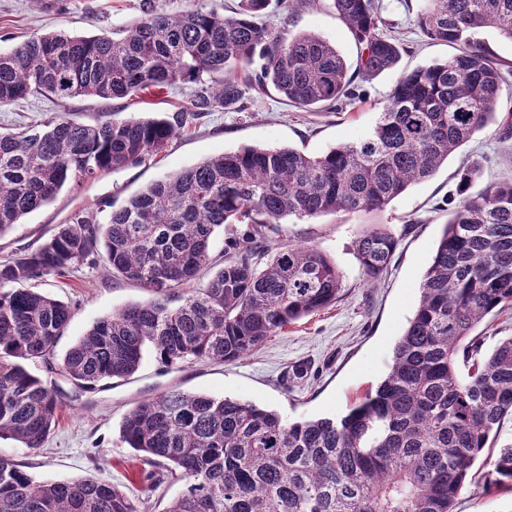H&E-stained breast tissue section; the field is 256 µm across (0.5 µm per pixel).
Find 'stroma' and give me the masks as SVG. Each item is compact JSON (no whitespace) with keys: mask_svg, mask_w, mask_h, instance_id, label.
<instances>
[{"mask_svg":"<svg viewBox=\"0 0 512 512\" xmlns=\"http://www.w3.org/2000/svg\"><path fill=\"white\" fill-rule=\"evenodd\" d=\"M238 0H0V52L32 36L57 31L93 36L131 26L146 13L188 9L228 11ZM382 14L404 46L398 64L370 81H357L359 96L338 112L292 106L274 88L247 90L245 108H221L177 129L166 148L141 163L109 171L79 185L64 187L46 206L25 215L0 235V261L32 252L46 243L58 225L75 214L107 223L112 210L150 184L243 146L290 147L320 156L344 143L365 138L375 126L388 96L406 72L445 60L453 47L428 40L414 12L400 0H381ZM263 21L279 35L313 32L333 44L349 66L358 47L325 0H269ZM196 86L186 82L163 92L133 99L78 97L59 101L40 95L0 107V128L36 126L50 114L67 113L80 123L105 119L169 117L190 109ZM489 156L483 182L512 180V141L498 142L493 128L477 133L430 178L412 184L380 214H327L312 220L293 217L266 228L269 248L284 243L313 246L325 253L343 275V289L332 306L304 317L270 337L246 358L233 363L187 361L162 364L145 351L130 377L104 380L82 390L51 373L44 363L29 364L33 374L52 380L63 392L61 419L44 447L32 452L11 439H0V456L24 463L39 481L75 480L87 471L118 485L135 499L141 512H164L181 495L185 480L167 468L142 478L137 452L120 439L123 416L138 403L177 386L215 397L251 402L278 412L287 421L344 414L366 390L387 374L393 351L420 299L423 276L448 221L446 205L458 198L457 171L466 157ZM378 225L399 239L387 269L367 280L356 258L354 241L366 227ZM31 288L67 303L71 320L55 348L66 351L99 319L147 299L135 282L112 274L103 263L85 262L62 276L31 281ZM512 444V417L502 422L495 448L485 451L471 472L474 482L462 490L455 512H512V491L495 485L489 459L496 447Z\"/></svg>","mask_w":512,"mask_h":512,"instance_id":"35a3bbf8","label":"stroma"}]
</instances>
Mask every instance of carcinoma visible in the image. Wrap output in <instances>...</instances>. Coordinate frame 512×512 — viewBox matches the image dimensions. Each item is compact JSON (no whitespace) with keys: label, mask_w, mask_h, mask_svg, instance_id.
Returning <instances> with one entry per match:
<instances>
[{"label":"carcinoma","mask_w":512,"mask_h":512,"mask_svg":"<svg viewBox=\"0 0 512 512\" xmlns=\"http://www.w3.org/2000/svg\"><path fill=\"white\" fill-rule=\"evenodd\" d=\"M327 2L359 46L355 76L322 37L286 40L260 22L268 0H240L231 16L215 8L153 11L119 37L47 33L1 52L0 105L34 94L131 98L184 81L199 89L189 112L170 117L92 125L58 113L0 131V235L65 185L162 152L175 128L199 113L243 106L240 69L251 87L270 84L299 108L337 110L354 97V77L393 68L403 45L384 33L380 0ZM416 23L458 53L402 75L364 139L318 157L241 147L150 185L105 224L76 214L37 250L0 263V439L38 450L63 409L54 383L25 363H50L71 310L22 287L30 280L96 257L152 294L97 321L65 353L59 371L79 388L131 375L148 345L165 365L235 362L335 304L343 276L317 248L284 244L260 266L262 228L287 217L386 211L495 120L508 82L476 32L492 27L512 41V0H423ZM496 135L512 140V110ZM484 161L458 172L461 199L388 374L345 414L288 422L252 403L172 387L123 417L122 441L187 483L164 512H454L474 461L512 415V336L486 352L474 334L492 312L512 309V181L467 193ZM227 224L245 226L242 246L194 286ZM398 245L383 228L359 234L367 279L381 275ZM492 467L496 485L512 487V445L498 449ZM0 512L139 509L91 472L38 482L0 457Z\"/></svg>","instance_id":"1"}]
</instances>
